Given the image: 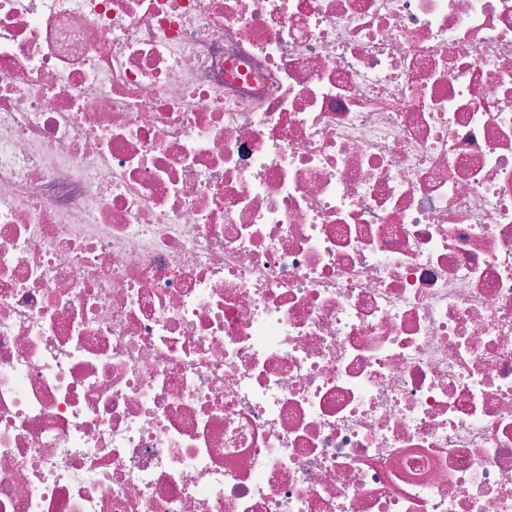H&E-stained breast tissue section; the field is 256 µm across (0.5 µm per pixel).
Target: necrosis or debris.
Returning a JSON list of instances; mask_svg holds the SVG:
<instances>
[{"label": "necrosis or debris", "instance_id": "necrosis-or-debris-1", "mask_svg": "<svg viewBox=\"0 0 512 512\" xmlns=\"http://www.w3.org/2000/svg\"><path fill=\"white\" fill-rule=\"evenodd\" d=\"M0 512H512V0H0Z\"/></svg>", "mask_w": 512, "mask_h": 512}]
</instances>
